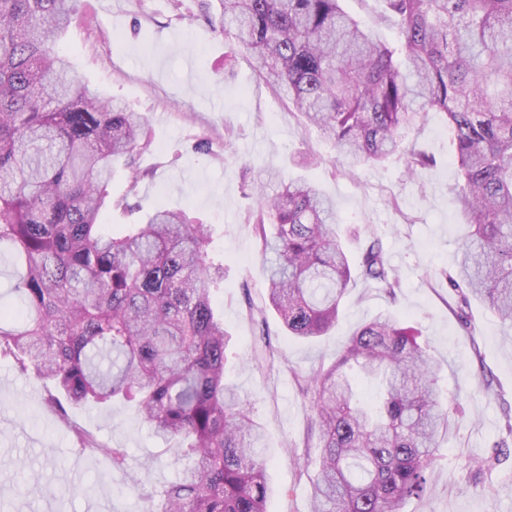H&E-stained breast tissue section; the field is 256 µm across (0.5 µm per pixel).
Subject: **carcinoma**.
Returning a JSON list of instances; mask_svg holds the SVG:
<instances>
[{"mask_svg":"<svg viewBox=\"0 0 512 512\" xmlns=\"http://www.w3.org/2000/svg\"><path fill=\"white\" fill-rule=\"evenodd\" d=\"M79 0H0V250L16 262L13 313L0 309V355L53 384L62 416L123 401L178 444L176 478L145 512H267L273 494L261 425L225 381L231 336L215 313L224 261L208 224L157 207L144 224L102 231L112 167L151 145L146 119L99 96L57 43ZM213 27L250 53L261 78L332 140L344 164L398 154L407 172L432 159L405 141L424 114L443 115L455 143L454 202L470 235L446 273L460 317L478 299L512 324V0H384L399 34L373 38L344 0H217ZM267 300L250 311V363L271 367L266 311L289 335L336 326L352 277L391 300L400 282L381 241L351 264L333 202L303 179L261 199ZM312 417L319 468L307 469L311 512H400L424 497L438 436L448 429L438 368L420 332L381 312L336 361L288 368ZM381 393L364 400L363 379ZM74 447L104 455L129 490L126 449L73 430Z\"/></svg>","mask_w":512,"mask_h":512,"instance_id":"1","label":"carcinoma"}]
</instances>
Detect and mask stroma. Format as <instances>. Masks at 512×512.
Returning a JSON list of instances; mask_svg holds the SVG:
<instances>
[{"label": "stroma", "instance_id": "obj_1", "mask_svg": "<svg viewBox=\"0 0 512 512\" xmlns=\"http://www.w3.org/2000/svg\"><path fill=\"white\" fill-rule=\"evenodd\" d=\"M214 2L82 0L83 18L59 47L86 83L143 114L152 131L151 148L137 158L139 182H131L125 163L112 169L109 203L99 217L104 230L121 232L159 205L184 209L210 225L213 245L224 254L216 308L232 336L226 379L265 433L277 489L267 512L309 510V485L298 480L288 450H303L311 410L292 371L331 364L360 325L387 310L421 330L440 366L444 395L464 408L439 436L430 493L407 501L402 512H512V458L485 463L493 445L512 449L506 429L512 329L475 301L460 323L442 277L453 270L466 234L453 202L454 147L442 117L428 113L408 136L434 159L415 177L406 176L397 155L352 171L341 167L332 142L263 81L249 55L232 54L231 41L213 30L207 7ZM343 7L377 39L397 38L382 18L381 0H344ZM203 140L211 153L196 151ZM269 169L305 179L332 199L343 236L358 235L363 243L379 238L400 288L392 303L373 284L355 280L336 327L315 340L285 334L269 316L276 358L261 374L248 362L256 333L250 308L266 297L251 187L265 183ZM45 393L44 381L0 359V512H143V501L106 457L75 450L70 424L45 407ZM70 416L100 442L127 448L131 468L148 469L151 485L174 478L175 442L156 437L130 406L86 407Z\"/></svg>", "mask_w": 512, "mask_h": 512}]
</instances>
